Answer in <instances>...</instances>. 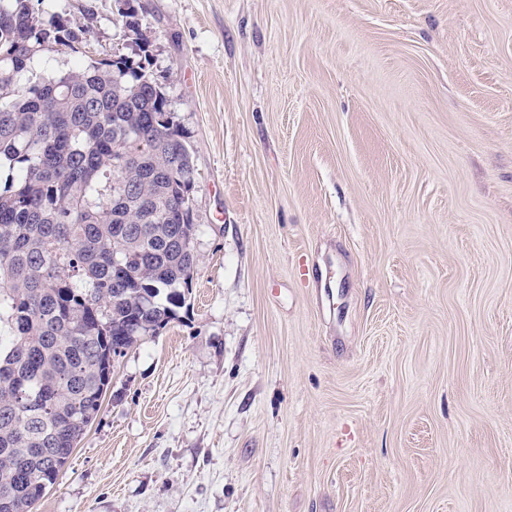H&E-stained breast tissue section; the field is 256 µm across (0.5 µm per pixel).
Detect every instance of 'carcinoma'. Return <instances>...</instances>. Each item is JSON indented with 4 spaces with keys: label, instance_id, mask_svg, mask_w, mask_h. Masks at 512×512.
<instances>
[{
    "label": "carcinoma",
    "instance_id": "carcinoma-1",
    "mask_svg": "<svg viewBox=\"0 0 512 512\" xmlns=\"http://www.w3.org/2000/svg\"><path fill=\"white\" fill-rule=\"evenodd\" d=\"M43 4L0 0V512H33L100 412L112 348L179 319L197 264L193 150L143 6L118 10L135 56L86 64L88 26ZM59 51L67 71L35 70Z\"/></svg>",
    "mask_w": 512,
    "mask_h": 512
}]
</instances>
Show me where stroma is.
I'll list each match as a JSON object with an SVG mask.
<instances>
[{"mask_svg":"<svg viewBox=\"0 0 512 512\" xmlns=\"http://www.w3.org/2000/svg\"><path fill=\"white\" fill-rule=\"evenodd\" d=\"M142 3L197 267L35 512H512V0Z\"/></svg>","mask_w":512,"mask_h":512,"instance_id":"stroma-1","label":"stroma"}]
</instances>
